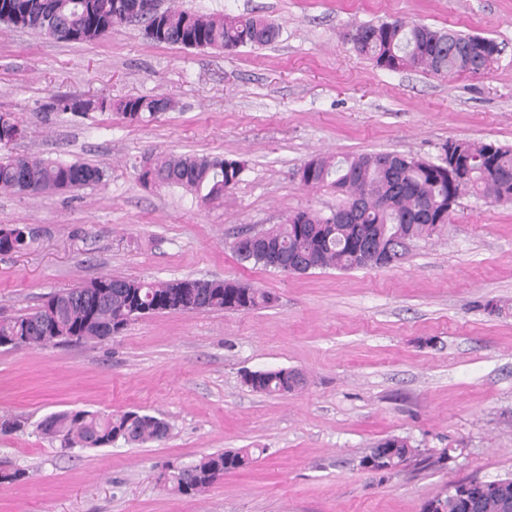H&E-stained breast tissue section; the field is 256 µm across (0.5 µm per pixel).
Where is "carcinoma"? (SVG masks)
<instances>
[{"label":"carcinoma","mask_w":512,"mask_h":512,"mask_svg":"<svg viewBox=\"0 0 512 512\" xmlns=\"http://www.w3.org/2000/svg\"><path fill=\"white\" fill-rule=\"evenodd\" d=\"M139 0H0V21L21 29H32L58 41L92 43L100 32L131 22L144 28L154 24L151 15L138 8ZM165 37L160 43L181 48H262L280 36V27L262 15L196 13L169 8L161 18ZM350 40L353 50L376 66L397 71L421 68L434 75L467 73L477 75L485 55L499 53L498 44L486 37L455 34L402 18L365 23L355 28ZM57 100L62 111H115L134 113L143 122L170 109L166 98L128 97L75 100L76 107ZM19 125L13 112H0V145L12 142ZM470 157L464 174L415 155L375 152L347 156H315L301 166L307 187L329 186L346 197L345 205L360 204L353 223H336L333 215L299 210L282 224L261 230L262 239L243 233L236 237L233 251L242 263L285 273L300 267L307 274L324 269H374L379 258L400 261L407 245L440 232L448 223L450 204L471 193L494 205L512 203V148L495 143L458 141ZM149 167L141 170L143 184L155 188H181L205 202L224 200L240 181L245 164L239 160L207 155H147ZM104 169L85 162L49 161L35 156L0 158V190L26 195H43L98 184ZM27 245L21 226L0 225V253ZM274 296L251 284L196 278L145 281L106 275L87 285L55 292L33 312L0 320V336H10L27 347L54 342L53 333L81 332L84 339H101L123 330L134 317L135 308L154 313H188L206 310L242 312L267 307ZM243 383L269 396H286L301 389L304 374L297 369L278 368L246 372ZM169 425L139 411L95 414L85 410L54 414L45 420L42 433L57 440L62 448L84 445L91 437L93 447L110 445L119 437L127 444L164 440ZM420 456L400 438H386L369 449L360 464L372 471L389 473ZM254 462L248 448L224 450L202 456L191 464L167 461L159 478L169 490L191 497L206 492L227 473L248 469ZM484 500L476 512H512V477L482 482ZM467 483L456 484L444 497L429 500L423 512H462L461 494Z\"/></svg>","instance_id":"carcinoma-1"}]
</instances>
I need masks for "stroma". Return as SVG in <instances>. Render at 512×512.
I'll return each mask as SVG.
<instances>
[{
  "instance_id": "obj_1",
  "label": "stroma",
  "mask_w": 512,
  "mask_h": 512,
  "mask_svg": "<svg viewBox=\"0 0 512 512\" xmlns=\"http://www.w3.org/2000/svg\"><path fill=\"white\" fill-rule=\"evenodd\" d=\"M161 8L261 14L281 29L262 49H186L115 27L92 43L0 24V112L15 113L12 155L104 167L97 185L41 196L0 192V225L32 232L0 254V318L45 294L112 274L148 281L224 279L270 292L242 313H160L99 341L0 348V512H422L463 480L512 475V204L468 194L444 231L401 263L284 274L242 264L235 237L344 199L296 175L316 155L410 153L437 160L450 139L512 147V0H159ZM402 18L488 37L490 73L388 71L346 35ZM166 97L173 110L131 123L83 118L56 96ZM237 159L223 201L140 181L147 154ZM497 303L490 311L486 302ZM301 370L305 386L267 396L246 371ZM141 411L170 426L160 443L61 450L39 425L52 413ZM397 436L448 448L445 466L361 467ZM248 448L256 461L196 497L170 493L164 461Z\"/></svg>"
}]
</instances>
